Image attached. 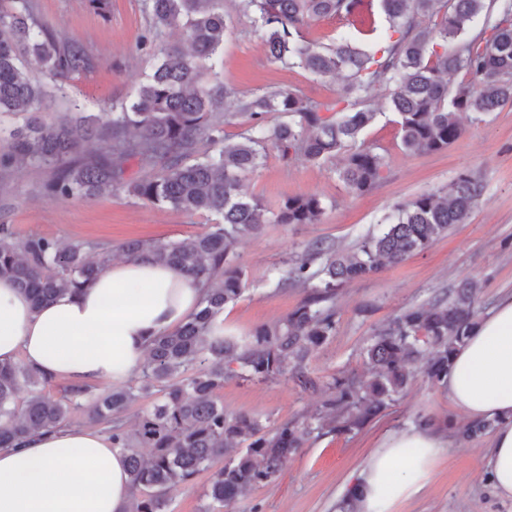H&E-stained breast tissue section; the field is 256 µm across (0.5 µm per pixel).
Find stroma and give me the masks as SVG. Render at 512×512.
<instances>
[{
	"label": "stroma",
	"mask_w": 512,
	"mask_h": 512,
	"mask_svg": "<svg viewBox=\"0 0 512 512\" xmlns=\"http://www.w3.org/2000/svg\"><path fill=\"white\" fill-rule=\"evenodd\" d=\"M32 4L39 19L61 38L79 40L96 63L72 81L66 97L48 99L47 117L70 111L74 98L81 102L82 114L89 116L135 96L155 65L152 55L137 50L148 27L142 0H111L103 15L89 0H32ZM224 12L229 29L216 68L227 86L245 94L296 89L323 105L336 100L340 80L271 63L252 19L238 15L232 0H225ZM461 120L466 125L461 139L445 151L421 156L402 149L398 127L389 118L366 128L362 141L385 156L386 166L375 186L363 194L349 192L338 180L339 160L314 163L299 156L285 161L276 148H269L264 166L245 179L247 193L271 209L286 196L315 193L329 208L320 223L268 224L260 234L236 244L234 252L247 285L241 297L224 309L226 334L248 335L295 309L302 292L277 289L275 280L309 242L323 239L342 249L354 248L384 215L419 193L448 185L464 171L479 178L484 187L469 222L454 226L448 236L398 266L340 286L336 334L312 354L309 368L325 381L365 375L363 349L374 329L427 301L437 289L465 279L479 281L483 312L501 294L512 292V104L480 121L467 114ZM51 175L50 168L31 162L0 172V224L10 225L16 235L45 236L63 245L75 240L116 245L131 239L187 240L218 220L214 214L186 215L122 194L90 200L50 197L42 186ZM321 399V394L303 391L286 378L268 382L234 378L225 382L219 396L225 410L258 415L270 427L307 416ZM422 416L438 424L447 419L460 426L466 423L446 391L416 377L399 400L363 430L309 442L278 479L241 496L234 512H336L382 439L415 428ZM488 445L485 436L453 442L436 462L423 491L400 503L396 512H512V500L497 497L479 474Z\"/></svg>",
	"instance_id": "stroma-1"
}]
</instances>
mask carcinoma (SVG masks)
Returning <instances> with one entry per match:
<instances>
[{
  "instance_id": "1",
  "label": "carcinoma",
  "mask_w": 512,
  "mask_h": 512,
  "mask_svg": "<svg viewBox=\"0 0 512 512\" xmlns=\"http://www.w3.org/2000/svg\"><path fill=\"white\" fill-rule=\"evenodd\" d=\"M239 14L260 24L272 63L319 77H339L336 103L322 106L293 89L248 95L226 86L215 60L223 50L224 0H142L149 27L138 45L156 57L146 83L98 126L81 121L46 123L36 117L45 85L29 76L31 65L63 91L94 62L76 40L59 38L34 15L31 0L0 11V113L24 114V126L0 128V170L25 159L51 166L45 194L72 198L122 191L159 208L187 214L216 213L222 222L189 242L135 239L118 246L128 260L172 266L203 288L199 309L178 328L152 338L134 379L92 398L89 417L104 425L112 444L128 458L130 512H170L171 494L213 469L200 512H226L245 491L272 483L311 439L362 429L413 380L415 367L433 388L445 387L454 353L476 324L480 285L463 281L436 293L378 328L364 348L368 379L324 383L307 367L311 352L336 334V289L397 266L468 222L483 197L481 181L459 173L448 186L424 192L393 214L351 251L326 240L310 243L277 281L300 288L304 298L282 321L256 327L238 339L217 336L224 307L246 286L234 246L266 224H317L325 204L316 194L291 195L277 209L249 196L246 176L274 144L281 157L299 154L314 162L348 150L335 170L352 193L369 191L385 167L383 154L357 145L381 112L374 92L390 89L403 149L411 155L443 151L465 133L463 114L485 115L512 103V0H380L388 27L373 45L360 48L349 34L326 46L303 37L312 21L348 17L361 0H235ZM181 32L186 46L161 40ZM459 82H452L456 76ZM231 107L251 126L230 142L224 113ZM110 141L100 155L81 154L83 143ZM207 142L216 154H199ZM159 161L158 173L124 179L130 157ZM113 248L93 242L60 245L43 236L19 238L0 225V277H8L38 309L65 293L77 294L111 262ZM323 260L315 269V260ZM242 377L272 381L289 377L323 400L303 420L272 429L251 414L224 410V383ZM53 378L19 361L0 364V447L69 423L78 398L91 393L73 385L68 396L49 392ZM27 389L25 400L19 399ZM154 393L160 398L127 430L130 406ZM485 420L459 431L471 440L494 430ZM150 449L143 457L140 449Z\"/></svg>"
}]
</instances>
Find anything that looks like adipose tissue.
Segmentation results:
<instances>
[{
	"label": "adipose tissue",
	"instance_id": "ef3b65f1",
	"mask_svg": "<svg viewBox=\"0 0 512 512\" xmlns=\"http://www.w3.org/2000/svg\"><path fill=\"white\" fill-rule=\"evenodd\" d=\"M200 288L172 267L116 260L80 294L36 309L0 278V362L25 364L72 385L119 383L148 342L197 309ZM448 395L470 420L497 422L484 474L512 499V293L501 296L457 351ZM451 440L428 429L386 437L351 490L356 512H395L418 494ZM125 452L107 433L67 425L0 448V512H128Z\"/></svg>",
	"mask_w": 512,
	"mask_h": 512
}]
</instances>
